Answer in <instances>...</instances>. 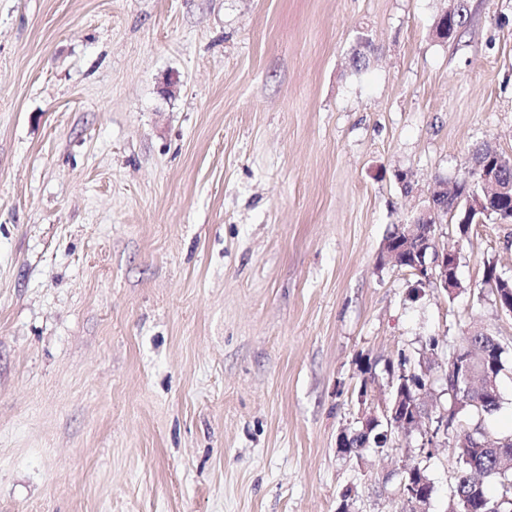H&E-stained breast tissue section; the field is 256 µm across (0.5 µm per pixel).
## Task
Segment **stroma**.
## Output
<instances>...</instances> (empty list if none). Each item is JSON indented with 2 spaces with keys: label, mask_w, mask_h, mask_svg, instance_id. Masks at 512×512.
I'll return each instance as SVG.
<instances>
[{
  "label": "stroma",
  "mask_w": 512,
  "mask_h": 512,
  "mask_svg": "<svg viewBox=\"0 0 512 512\" xmlns=\"http://www.w3.org/2000/svg\"><path fill=\"white\" fill-rule=\"evenodd\" d=\"M0 0V512H448L456 459L336 439L481 326L504 348L512 224L440 242L455 294L383 239L512 155V0ZM365 63L353 55L361 38ZM408 175L402 187L396 175ZM494 271L497 272L496 265L493 262H487L485 263V270H484V278L483 283L484 285L491 288V290L495 293V297L499 290L503 288L500 291V295L497 297L498 305L500 310L503 312H506L510 315H512V293H511V282L509 283L508 278H502L499 276L501 281V288H495L492 284L491 278L493 277Z\"/></svg>",
  "instance_id": "35a3bbf8"
}]
</instances>
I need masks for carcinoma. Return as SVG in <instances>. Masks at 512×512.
I'll use <instances>...</instances> for the list:
<instances>
[{"instance_id":"obj_1","label":"carcinoma","mask_w":512,"mask_h":512,"mask_svg":"<svg viewBox=\"0 0 512 512\" xmlns=\"http://www.w3.org/2000/svg\"><path fill=\"white\" fill-rule=\"evenodd\" d=\"M462 344L472 347L470 366L473 378L494 375L499 381L505 365L501 345L491 333L472 336L465 333ZM448 418L445 444L459 464L449 512H512V435L493 440L494 446L482 432L481 420L499 408V399L487 393L485 387L472 384L470 388L447 383ZM493 478L499 484L497 496L488 495L482 479Z\"/></svg>"}]
</instances>
